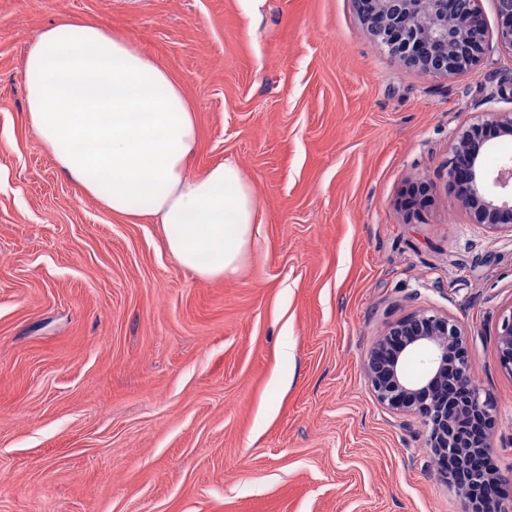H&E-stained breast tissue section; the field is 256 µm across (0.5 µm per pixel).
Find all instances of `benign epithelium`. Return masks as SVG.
Returning a JSON list of instances; mask_svg holds the SVG:
<instances>
[{"mask_svg":"<svg viewBox=\"0 0 512 512\" xmlns=\"http://www.w3.org/2000/svg\"><path fill=\"white\" fill-rule=\"evenodd\" d=\"M478 0H354L367 33L405 66L432 76L463 73L486 54L491 35ZM497 40L512 49V0H495ZM512 134V113L461 127L448 159V184L473 223L512 233V159L496 170L484 166L486 139L480 128ZM501 368L512 375V309L497 330ZM422 357L426 370L412 376L405 364ZM365 373L377 400L388 409L420 419L425 448L435 457L464 460L485 455L495 434L498 408L472 377L468 336L457 321L420 310L394 323L370 351ZM439 473L460 498L464 512H489L488 482L512 484L495 470L471 469L464 481L445 468Z\"/></svg>","mask_w":512,"mask_h":512,"instance_id":"obj_1","label":"benign epithelium"}]
</instances>
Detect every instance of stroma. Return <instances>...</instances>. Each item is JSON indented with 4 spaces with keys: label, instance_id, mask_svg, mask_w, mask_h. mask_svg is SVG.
Wrapping results in <instances>:
<instances>
[{
    "label": "stroma",
    "instance_id": "stroma-1",
    "mask_svg": "<svg viewBox=\"0 0 512 512\" xmlns=\"http://www.w3.org/2000/svg\"><path fill=\"white\" fill-rule=\"evenodd\" d=\"M0 0V512H461L365 358L420 310L458 320L512 473V233L448 186L457 130L512 95V50L406 67L353 0ZM64 18L129 39L192 101L193 167L234 159L260 224L203 279L162 225L86 196L27 112L29 44ZM496 336L501 368L512 375V310L503 315Z\"/></svg>",
    "mask_w": 512,
    "mask_h": 512
}]
</instances>
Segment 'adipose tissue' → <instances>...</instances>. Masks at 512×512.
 Segmentation results:
<instances>
[{"instance_id": "adipose-tissue-1", "label": "adipose tissue", "mask_w": 512, "mask_h": 512, "mask_svg": "<svg viewBox=\"0 0 512 512\" xmlns=\"http://www.w3.org/2000/svg\"><path fill=\"white\" fill-rule=\"evenodd\" d=\"M33 130L87 196L163 224L166 247L204 279L235 274L258 222L238 163L191 174L198 147L182 87L127 39L69 19L44 29L25 60Z\"/></svg>"}]
</instances>
